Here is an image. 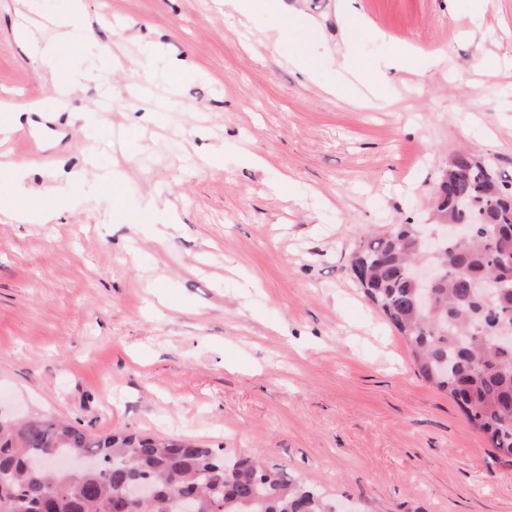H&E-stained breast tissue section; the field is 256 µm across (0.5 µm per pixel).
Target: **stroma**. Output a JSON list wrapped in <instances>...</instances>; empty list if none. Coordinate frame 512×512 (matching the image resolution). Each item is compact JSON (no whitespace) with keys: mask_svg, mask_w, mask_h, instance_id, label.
Masks as SVG:
<instances>
[{"mask_svg":"<svg viewBox=\"0 0 512 512\" xmlns=\"http://www.w3.org/2000/svg\"><path fill=\"white\" fill-rule=\"evenodd\" d=\"M62 2L0 0V104L45 106L6 149L33 216L0 215V416L257 455L354 512H512V464L415 376L347 267L362 232L432 223L457 152L512 175V0L477 23L469 0H357L362 29L339 0H300L306 72L271 37L276 17L244 27L224 0H83L126 65L111 96L79 92L108 107L84 131L48 102L94 57L64 43L50 71L17 33L56 38ZM347 46L359 66L399 59L374 76L384 104H366ZM177 72L165 114L128 91L144 73L164 92ZM214 150L223 169L201 161ZM46 187L71 202L44 222Z\"/></svg>","mask_w":512,"mask_h":512,"instance_id":"35a3bbf8","label":"stroma"}]
</instances>
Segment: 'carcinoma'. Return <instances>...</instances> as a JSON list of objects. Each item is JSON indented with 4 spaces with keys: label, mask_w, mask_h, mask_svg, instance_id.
Listing matches in <instances>:
<instances>
[{
    "label": "carcinoma",
    "mask_w": 512,
    "mask_h": 512,
    "mask_svg": "<svg viewBox=\"0 0 512 512\" xmlns=\"http://www.w3.org/2000/svg\"><path fill=\"white\" fill-rule=\"evenodd\" d=\"M448 182L436 184L434 205L448 222L475 226L465 244L428 253L411 224L361 236L349 271L357 286L403 337L414 373L451 397L471 426L512 459V348L491 337L512 326V181L469 153L448 160ZM476 201L470 212L456 198ZM424 259L439 269L428 288L427 312L415 306L419 286L408 265ZM89 454L96 471L56 470L58 455ZM152 481L158 492L128 512H179L175 496H194L195 512H331L325 491L293 480L257 458L229 461L224 448L147 433L94 437L49 417L0 422V512H117L132 485Z\"/></svg>",
    "instance_id": "cac0c4a2"
}]
</instances>
